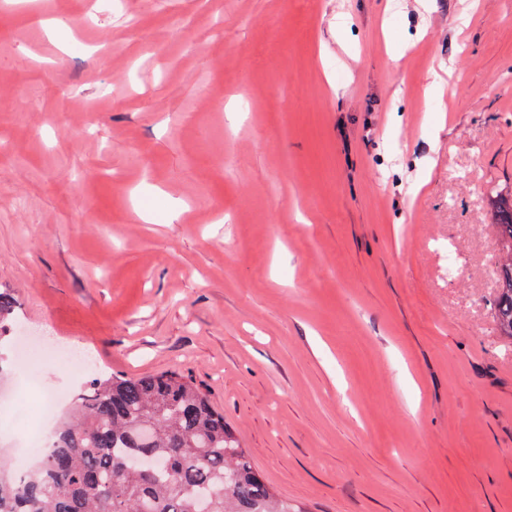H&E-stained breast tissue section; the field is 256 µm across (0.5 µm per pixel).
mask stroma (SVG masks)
<instances>
[{
	"label": "stroma",
	"mask_w": 512,
	"mask_h": 512,
	"mask_svg": "<svg viewBox=\"0 0 512 512\" xmlns=\"http://www.w3.org/2000/svg\"><path fill=\"white\" fill-rule=\"evenodd\" d=\"M508 186L512 0H0L17 323L190 379L301 512H512ZM490 211L506 255L505 259H498L491 270L495 320L500 336L512 338V188L492 196Z\"/></svg>",
	"instance_id": "1"
}]
</instances>
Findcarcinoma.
Wrapping results in <instances>:
<instances>
[{
	"instance_id": "carcinoma-1",
	"label": "carcinoma",
	"mask_w": 512,
	"mask_h": 512,
	"mask_svg": "<svg viewBox=\"0 0 512 512\" xmlns=\"http://www.w3.org/2000/svg\"><path fill=\"white\" fill-rule=\"evenodd\" d=\"M490 211L506 255L491 270L495 320L512 338V188ZM14 311L0 292V328ZM48 439L47 456L22 475L0 457V512H289L224 415L175 372H92Z\"/></svg>"
}]
</instances>
